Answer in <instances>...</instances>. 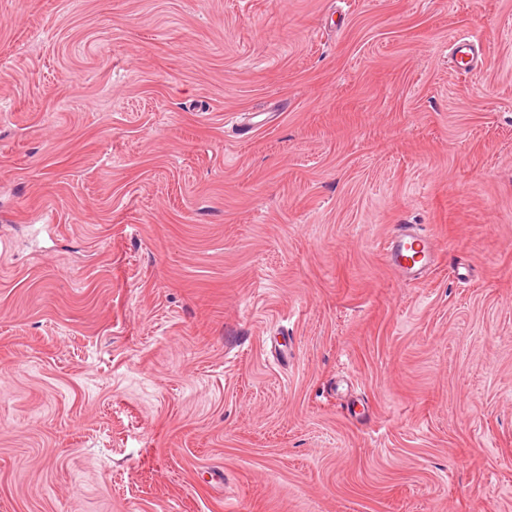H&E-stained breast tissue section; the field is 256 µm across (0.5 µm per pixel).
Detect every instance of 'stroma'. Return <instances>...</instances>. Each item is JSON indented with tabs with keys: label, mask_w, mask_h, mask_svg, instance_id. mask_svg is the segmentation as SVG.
<instances>
[{
	"label": "stroma",
	"mask_w": 512,
	"mask_h": 512,
	"mask_svg": "<svg viewBox=\"0 0 512 512\" xmlns=\"http://www.w3.org/2000/svg\"><path fill=\"white\" fill-rule=\"evenodd\" d=\"M0 512H512V0H0ZM382 257L404 282L416 285L436 267L439 251L431 234L411 224H397L384 243Z\"/></svg>",
	"instance_id": "35a3bbf8"
}]
</instances>
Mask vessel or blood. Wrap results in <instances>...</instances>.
Here are the masks:
<instances>
[{"label":"vessel or blood","instance_id":"b4317fda","mask_svg":"<svg viewBox=\"0 0 512 512\" xmlns=\"http://www.w3.org/2000/svg\"><path fill=\"white\" fill-rule=\"evenodd\" d=\"M382 257L404 282L416 285L436 267L439 251L431 234L410 224H398L384 243Z\"/></svg>","mask_w":512,"mask_h":512}]
</instances>
